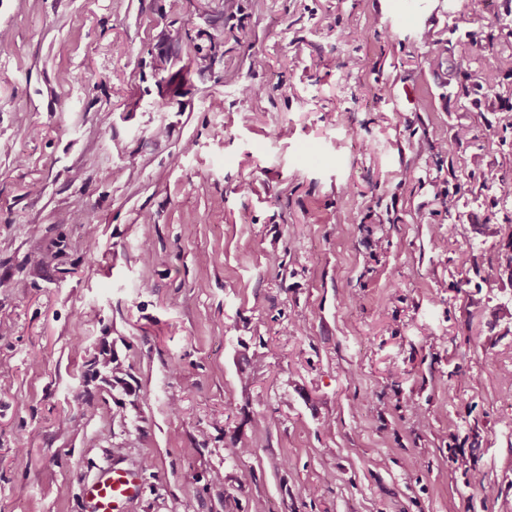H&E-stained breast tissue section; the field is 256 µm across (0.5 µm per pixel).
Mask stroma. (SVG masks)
Returning <instances> with one entry per match:
<instances>
[{"label":"stroma","mask_w":512,"mask_h":512,"mask_svg":"<svg viewBox=\"0 0 512 512\" xmlns=\"http://www.w3.org/2000/svg\"><path fill=\"white\" fill-rule=\"evenodd\" d=\"M507 18L0 0V512H512ZM142 493L139 473L118 464L108 465L96 480L81 486L82 512H112L113 504L133 500Z\"/></svg>","instance_id":"35a3bbf8"}]
</instances>
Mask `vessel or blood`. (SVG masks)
<instances>
[{
    "instance_id": "b4317fda",
    "label": "vessel or blood",
    "mask_w": 512,
    "mask_h": 512,
    "mask_svg": "<svg viewBox=\"0 0 512 512\" xmlns=\"http://www.w3.org/2000/svg\"><path fill=\"white\" fill-rule=\"evenodd\" d=\"M142 493L138 472L116 464L103 468L96 480L81 486L82 512H112L116 502L133 500Z\"/></svg>"
}]
</instances>
